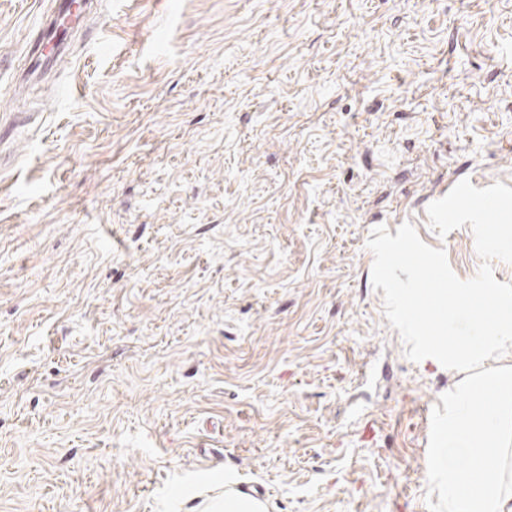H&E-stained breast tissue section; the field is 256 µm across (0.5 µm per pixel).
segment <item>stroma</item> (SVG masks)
Segmentation results:
<instances>
[{"mask_svg": "<svg viewBox=\"0 0 512 512\" xmlns=\"http://www.w3.org/2000/svg\"><path fill=\"white\" fill-rule=\"evenodd\" d=\"M0 0V512H429L373 229L512 187V0ZM91 1H76V0H71V1H62L60 3V6H59V9H58V14L56 15V17L49 23V25L47 26V28L45 30H41L45 23L43 24L42 28H39L37 31H39V36L38 38L35 40L34 42V45H33V48H34V53H36V55H38V57L40 59H44L46 57L45 53H44V50L46 48L47 45L49 44H57V45H60V44H64L62 40L60 41H57L56 40V36L50 40V33L52 34L54 31H55V28L56 26L62 22L63 20L68 21L69 20V24L67 25V27L65 28V35L63 37V39H67L68 37V31H72L76 22H77V19L79 17V11H80V5L83 4V12H86L90 6H91ZM75 6H76V9H75ZM208 511L214 512H263L262 506L250 498L225 494L224 499L215 502Z\"/></svg>", "mask_w": 512, "mask_h": 512, "instance_id": "35a3bbf8", "label": "stroma"}]
</instances>
